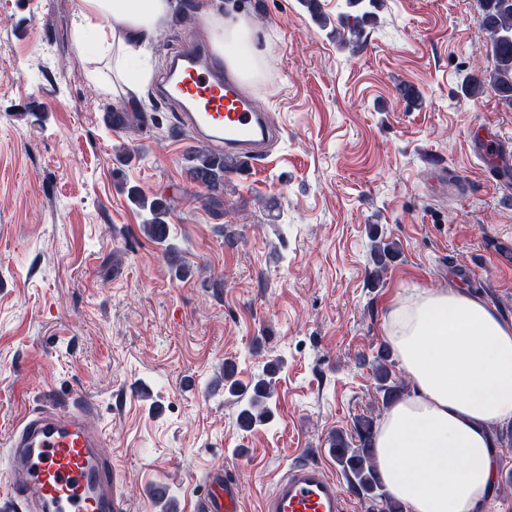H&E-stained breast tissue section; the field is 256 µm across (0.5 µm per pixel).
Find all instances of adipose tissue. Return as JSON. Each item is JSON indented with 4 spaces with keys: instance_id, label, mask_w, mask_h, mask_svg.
Wrapping results in <instances>:
<instances>
[{
    "instance_id": "ef3b65f1",
    "label": "adipose tissue",
    "mask_w": 512,
    "mask_h": 512,
    "mask_svg": "<svg viewBox=\"0 0 512 512\" xmlns=\"http://www.w3.org/2000/svg\"><path fill=\"white\" fill-rule=\"evenodd\" d=\"M172 9V0H76L71 36L88 78L106 94L150 81L147 46ZM199 18L235 63L248 18L212 0ZM383 331L412 386L376 430L384 484L406 512H481L501 462L492 431L512 422V318L462 288H416L393 301Z\"/></svg>"
}]
</instances>
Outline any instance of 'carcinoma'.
Wrapping results in <instances>:
<instances>
[{"label":"carcinoma","instance_id":"obj_1","mask_svg":"<svg viewBox=\"0 0 512 512\" xmlns=\"http://www.w3.org/2000/svg\"><path fill=\"white\" fill-rule=\"evenodd\" d=\"M346 4L352 8L364 4L372 7V10L354 16L351 24L347 23L349 16H344V28L347 32L335 31L338 41L344 44L356 43L362 34L361 24L375 16V10L380 8V0H346ZM480 7L482 26L489 39L487 57L491 60V66L484 73L479 71L468 75L464 91L466 95L477 98L490 88L500 100L512 108V0H480ZM144 126L145 112L142 110L123 113L120 129L125 134L135 136L143 131ZM240 167V161L218 156L208 147L201 146L189 157L187 176L208 192L216 194L224 189V175ZM128 198L136 207L149 212V218L143 222L144 233L155 242L166 244V250L174 256L177 255L178 248L167 243L170 205L161 200L146 199L135 187L129 188ZM395 252V247L390 244L374 245L373 258L377 271L382 272L386 269L387 259L393 257ZM392 367V351L388 345L383 344L373 355L371 368L374 388L386 407L409 395L408 383L396 377ZM277 370L276 363L266 365L262 377L252 385V394L247 406L238 414V424L242 430L250 431L269 419L270 400L273 397ZM234 375L233 366H224V388L232 395L245 394L247 388L234 379ZM353 428L352 435L338 431L329 439V447L334 450L336 462L351 489L364 500L382 504L383 512H404L402 504L384 490L380 479L372 448L375 434L374 418L360 416L356 418Z\"/></svg>","mask_w":512,"mask_h":512}]
</instances>
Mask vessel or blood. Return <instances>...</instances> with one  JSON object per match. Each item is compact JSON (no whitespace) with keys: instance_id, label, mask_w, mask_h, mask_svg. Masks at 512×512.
Instances as JSON below:
<instances>
[{"instance_id":"vessel-or-blood-1","label":"vessel or blood","mask_w":512,"mask_h":512,"mask_svg":"<svg viewBox=\"0 0 512 512\" xmlns=\"http://www.w3.org/2000/svg\"><path fill=\"white\" fill-rule=\"evenodd\" d=\"M155 95L177 108L180 123L197 140L247 165L264 158L281 136L245 93L235 71L192 39L170 56ZM474 150L504 161L512 157V146L491 130ZM94 409L93 401L68 398L29 412L13 428L0 472V512H128L112 452L102 430L90 423ZM190 512H242L240 486L223 466L206 473ZM264 512L349 508L321 465L297 461L277 480Z\"/></svg>"}]
</instances>
